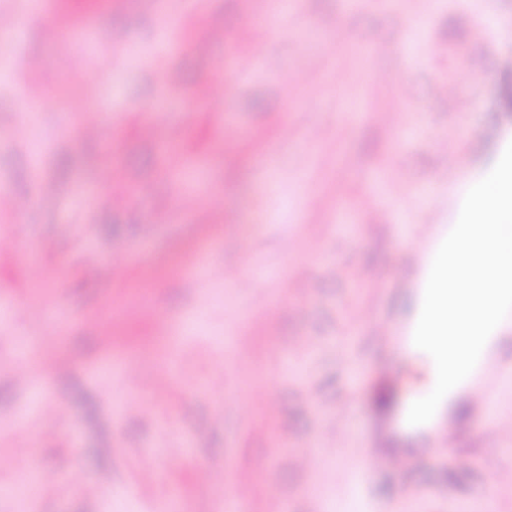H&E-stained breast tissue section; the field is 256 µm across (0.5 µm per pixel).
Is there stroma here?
Masks as SVG:
<instances>
[{"label": "stroma", "mask_w": 512, "mask_h": 512, "mask_svg": "<svg viewBox=\"0 0 512 512\" xmlns=\"http://www.w3.org/2000/svg\"><path fill=\"white\" fill-rule=\"evenodd\" d=\"M480 2L288 0L286 31L275 0H159L79 33L40 15L0 33V427L23 431L0 438V512L22 510V447L43 475L32 512H226L244 484L240 512L271 496L284 512H512V487L486 481L512 469V438L485 446V411L454 412L402 470L361 464L397 392L433 385L414 356L384 378L375 329L407 314L410 228L453 220L437 143L480 175L512 134V0L476 42ZM164 17L178 40H160ZM393 70L403 86L369 77ZM303 448L316 469L295 466Z\"/></svg>", "instance_id": "stroma-1"}]
</instances>
